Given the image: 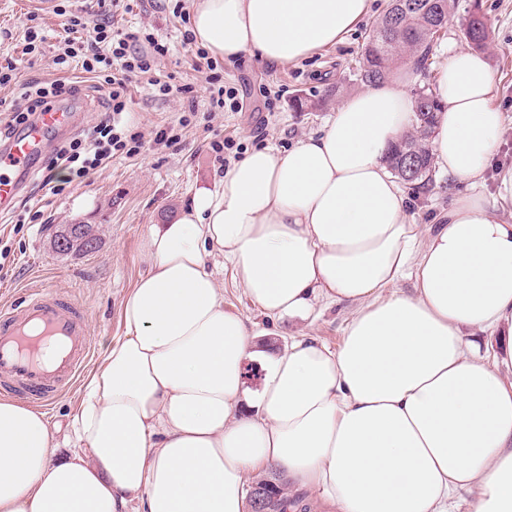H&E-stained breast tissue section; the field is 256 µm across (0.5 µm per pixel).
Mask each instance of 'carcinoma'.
I'll use <instances>...</instances> for the list:
<instances>
[{"label":"carcinoma","mask_w":512,"mask_h":512,"mask_svg":"<svg viewBox=\"0 0 512 512\" xmlns=\"http://www.w3.org/2000/svg\"><path fill=\"white\" fill-rule=\"evenodd\" d=\"M454 15L459 18L462 35L475 49L489 47L483 0H388L383 15L367 33L365 51L353 71L355 81L378 83L407 60L418 69H427L432 46ZM413 95V132L394 148L389 165L400 181L425 188L434 183L429 139L440 104L428 84L416 86ZM258 484L277 486L268 505L270 512H287L282 483L260 480Z\"/></svg>","instance_id":"obj_1"}]
</instances>
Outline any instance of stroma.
<instances>
[{
    "label": "stroma",
    "mask_w": 512,
    "mask_h": 512,
    "mask_svg": "<svg viewBox=\"0 0 512 512\" xmlns=\"http://www.w3.org/2000/svg\"><path fill=\"white\" fill-rule=\"evenodd\" d=\"M0 0V63L12 62L20 82H49L58 78L53 64L58 50L61 12L80 14L95 0ZM386 0H371L370 12L345 39L321 49L307 59L286 66L269 65L246 53L234 61H219L224 84L237 90L240 109L213 112L204 75L182 37L191 27L190 0H140L132 12H117L122 28L143 27L168 42L171 51L159 65L156 78L176 85H190L196 94L197 112L189 115L182 141L165 146L155 134L177 114L187 113L188 102L180 97L154 96L147 81L129 91L125 122L144 135L140 152L114 157L102 171L77 179L67 169H57L63 193L44 197L42 223L18 224L14 210L0 211V303L19 298L34 284L71 294L85 309L93 337V354L85 367L93 372L112 338L123 335L121 303L147 267L139 259V246L147 228L173 218L201 188L216 189L227 163L264 146L283 151L304 136L318 132L331 116L339 97L336 85L348 83L350 92L361 84L348 78L360 57L366 29L382 14ZM486 17L493 40L486 57L497 80L496 103L508 121L504 128L498 162L512 164V0H485ZM44 35L40 55L24 54L27 29ZM324 100L322 109L298 112L295 97ZM232 140L233 148L215 153L212 143ZM432 191L414 193L418 223L432 224L448 208L456 194L443 174H436ZM65 224L93 225L99 237L89 254L57 253L52 245L56 231ZM348 316L345 309L324 310L312 325L281 320L274 326L278 344L303 331L330 348L342 341Z\"/></svg>",
    "instance_id": "35a3bbf8"
}]
</instances>
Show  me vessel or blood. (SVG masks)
<instances>
[{"label": "vessel or blood", "instance_id": "obj_1", "mask_svg": "<svg viewBox=\"0 0 512 512\" xmlns=\"http://www.w3.org/2000/svg\"><path fill=\"white\" fill-rule=\"evenodd\" d=\"M72 122V112L54 109L0 146V205L16 197L48 139ZM91 350L83 312L67 293L36 284L0 305L2 395L50 406L78 379Z\"/></svg>", "mask_w": 512, "mask_h": 512}]
</instances>
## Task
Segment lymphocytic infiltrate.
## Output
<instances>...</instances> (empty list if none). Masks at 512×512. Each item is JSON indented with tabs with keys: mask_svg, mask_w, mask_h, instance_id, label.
I'll list each match as a JSON object with an SVG mask.
<instances>
[{
	"mask_svg": "<svg viewBox=\"0 0 512 512\" xmlns=\"http://www.w3.org/2000/svg\"><path fill=\"white\" fill-rule=\"evenodd\" d=\"M59 44L61 51L55 63L61 78L24 86L20 93L23 107L0 113V137L7 139L17 129L32 123L37 113L54 109L60 97L78 92V85L68 76L74 66L96 79L99 85L109 86L108 112L84 136L57 146L47 161L40 188L53 196L61 192L55 178L57 169H69L83 178L104 169L116 156L138 154L142 136L140 132L130 131L122 119L127 88L169 52L167 42L154 34L113 28L102 10L66 17Z\"/></svg>",
	"mask_w": 512,
	"mask_h": 512,
	"instance_id": "f902f5d3",
	"label": "lymphocytic infiltrate"
}]
</instances>
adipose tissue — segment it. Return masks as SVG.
<instances>
[{
  "instance_id": "ef3b65f1",
  "label": "adipose tissue",
  "mask_w": 512,
  "mask_h": 512,
  "mask_svg": "<svg viewBox=\"0 0 512 512\" xmlns=\"http://www.w3.org/2000/svg\"><path fill=\"white\" fill-rule=\"evenodd\" d=\"M369 0H193L213 57L277 65L341 42ZM484 55L433 83L438 171L465 186L419 224L387 158L412 129L395 74L346 98L288 150H251L172 220L150 225L123 336L88 379L58 455L37 409L0 400V512H246L267 469L335 512H512V166L484 175L505 127ZM266 319L345 306L338 349L305 333L246 385L255 324L224 304L209 257ZM412 278V293L393 287ZM480 334L508 337L480 351Z\"/></svg>"
}]
</instances>
